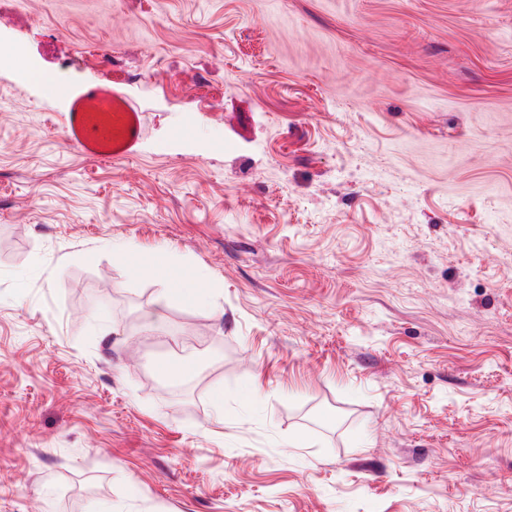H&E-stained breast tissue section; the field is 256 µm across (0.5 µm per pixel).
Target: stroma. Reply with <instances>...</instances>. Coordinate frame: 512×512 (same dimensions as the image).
Wrapping results in <instances>:
<instances>
[{"label":"stroma","instance_id":"obj_1","mask_svg":"<svg viewBox=\"0 0 512 512\" xmlns=\"http://www.w3.org/2000/svg\"><path fill=\"white\" fill-rule=\"evenodd\" d=\"M12 45L0 512H512V0H0ZM96 84L127 159L65 141ZM64 122L67 143L101 160L127 159L141 133V112L106 85L75 98ZM134 276L140 274H150L153 277L169 281L175 276L180 277L181 286L179 295L188 301L195 302L203 294H208L213 288L210 280L206 276L197 271H179V268L171 265L165 258L154 257L149 260L139 259L131 268ZM170 378L174 380L182 379L188 371L198 373L202 369V364L196 358H182L178 360H168L159 364Z\"/></svg>","mask_w":512,"mask_h":512}]
</instances>
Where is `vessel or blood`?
<instances>
[{
    "label": "vessel or blood",
    "instance_id": "b4317fda",
    "mask_svg": "<svg viewBox=\"0 0 512 512\" xmlns=\"http://www.w3.org/2000/svg\"><path fill=\"white\" fill-rule=\"evenodd\" d=\"M141 114L106 85L74 98L64 122L67 143L101 160L130 157L141 133Z\"/></svg>",
    "mask_w": 512,
    "mask_h": 512
}]
</instances>
